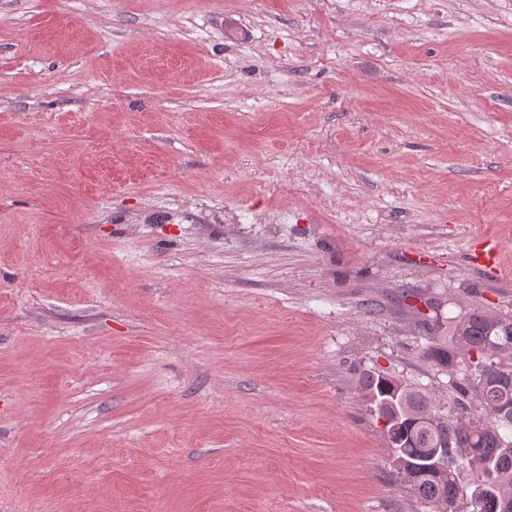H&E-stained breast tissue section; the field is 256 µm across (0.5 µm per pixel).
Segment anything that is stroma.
I'll list each match as a JSON object with an SVG mask.
<instances>
[{
	"label": "stroma",
	"instance_id": "1",
	"mask_svg": "<svg viewBox=\"0 0 512 512\" xmlns=\"http://www.w3.org/2000/svg\"><path fill=\"white\" fill-rule=\"evenodd\" d=\"M512 0H0V512H431L356 387L512 314ZM470 263L481 271L499 276L503 273L497 245L491 239L475 241L469 253Z\"/></svg>",
	"mask_w": 512,
	"mask_h": 512
}]
</instances>
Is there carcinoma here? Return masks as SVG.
<instances>
[{
    "label": "carcinoma",
    "instance_id": "cac0c4a2",
    "mask_svg": "<svg viewBox=\"0 0 512 512\" xmlns=\"http://www.w3.org/2000/svg\"><path fill=\"white\" fill-rule=\"evenodd\" d=\"M474 352L490 362V376L471 372L462 396L479 402L486 419L438 414L420 389L366 370L358 386L366 409L387 419L388 442L399 449L405 471L420 468L411 489L438 512L446 499L455 504L469 497L471 512H512V317L472 312L454 325L449 336H434L427 359L446 368L461 354ZM477 471L472 495L459 480L464 467Z\"/></svg>",
    "mask_w": 512,
    "mask_h": 512
}]
</instances>
